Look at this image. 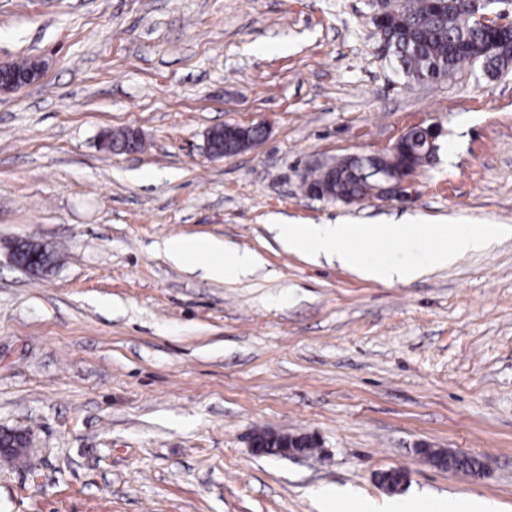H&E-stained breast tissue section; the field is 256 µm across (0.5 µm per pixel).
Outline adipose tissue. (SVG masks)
<instances>
[{
  "label": "adipose tissue",
  "mask_w": 512,
  "mask_h": 512,
  "mask_svg": "<svg viewBox=\"0 0 512 512\" xmlns=\"http://www.w3.org/2000/svg\"><path fill=\"white\" fill-rule=\"evenodd\" d=\"M503 232V226L498 224L456 232L450 246L431 251L425 266L394 257L375 264L362 263V243L404 238L408 229L399 224H370L358 231L348 224H283L278 237L288 251L337 262L376 281L408 282L423 276L428 267H445L464 254L487 248ZM166 249L177 263L205 260L207 276L222 281L245 276L258 263L254 253L225 248L222 242L212 238H174L167 242ZM316 497L320 512H338L345 506L353 507L355 512H418L417 503L411 501L359 499L333 487L319 489Z\"/></svg>",
  "instance_id": "adipose-tissue-1"
}]
</instances>
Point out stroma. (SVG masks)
I'll use <instances>...</instances> for the list:
<instances>
[{
	"mask_svg": "<svg viewBox=\"0 0 512 512\" xmlns=\"http://www.w3.org/2000/svg\"><path fill=\"white\" fill-rule=\"evenodd\" d=\"M372 0H0V512H318L323 486L384 499L473 498L512 512V234L410 282L286 251L280 224H434L392 255L477 224L512 226V72L464 67L406 85L377 56ZM261 123L222 159L210 129ZM435 124L411 198L308 197L303 173ZM135 132L139 152L102 150ZM174 236L259 263L214 281L173 263ZM20 239L56 263L33 274ZM369 246L366 261L386 259ZM307 433L313 455L260 456L254 430ZM479 459L480 477L420 455ZM14 69V71L18 75H25L28 71H33L38 69V64L35 62H22L17 63L14 65H11ZM0 70V86L1 89H20L22 87H25L33 82H35L39 76L40 71H35L33 73H28L25 76H18L17 74L9 72V69L6 65H1ZM19 87V88H18ZM3 437V441H2ZM1 452H22L29 455L30 441L27 434L21 430H1L0 433Z\"/></svg>",
	"mask_w": 512,
	"mask_h": 512,
	"instance_id": "stroma-1",
	"label": "stroma"
}]
</instances>
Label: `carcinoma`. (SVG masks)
Segmentation results:
<instances>
[{"label":"carcinoma","instance_id":"carcinoma-1","mask_svg":"<svg viewBox=\"0 0 512 512\" xmlns=\"http://www.w3.org/2000/svg\"><path fill=\"white\" fill-rule=\"evenodd\" d=\"M378 39L390 44L386 58L397 65L405 84L439 82L453 77L474 58L487 59L490 73L499 74L512 67V37L504 32L481 26L476 21L471 0H451L448 7L437 10L428 0H407V4L385 21ZM250 148L245 140H235L231 130L218 139L216 150L240 153ZM332 182L339 198H365L377 189L364 163L342 158L336 161L335 172L319 167L313 169L306 186ZM434 455L442 467L456 473H469V459L453 455L443 459Z\"/></svg>","mask_w":512,"mask_h":512}]
</instances>
